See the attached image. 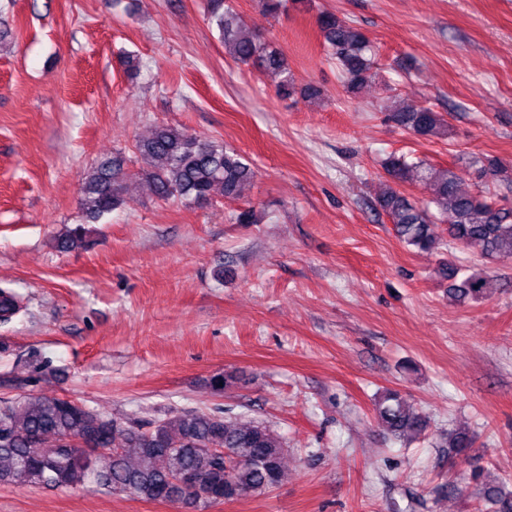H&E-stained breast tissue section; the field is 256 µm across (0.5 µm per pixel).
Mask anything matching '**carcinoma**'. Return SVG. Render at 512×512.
I'll use <instances>...</instances> for the list:
<instances>
[{
    "instance_id": "cac0c4a2",
    "label": "carcinoma",
    "mask_w": 512,
    "mask_h": 512,
    "mask_svg": "<svg viewBox=\"0 0 512 512\" xmlns=\"http://www.w3.org/2000/svg\"><path fill=\"white\" fill-rule=\"evenodd\" d=\"M210 20L225 48L235 60L275 75L278 92L290 96L295 75L284 55L260 41L240 23L230 0H209ZM316 25L326 56L354 93L375 75V52L365 34L335 14L321 11ZM389 120L422 138L447 135V123L430 108L412 106L389 109ZM136 149L153 165L142 180L156 198L184 200L203 206L216 198L235 200L255 177V170L238 151L224 144L159 125L140 139ZM391 185L377 199V207L394 224L398 239L420 252L441 249L439 225H448L455 244L475 250L482 257L512 258V208L483 194L459 190L460 176L452 169H438L422 160L409 162L390 156L384 163ZM484 185L512 184V170L497 159L477 170ZM125 173L116 157L99 159L82 176L80 209L85 223L96 224L118 209L123 201ZM418 184L429 191L425 203L411 200L400 184ZM79 224L57 242L62 251L89 246ZM461 268L442 263L438 274L448 280V294L462 302L485 295L487 278L460 276ZM20 294L0 288V323L7 324L25 311ZM375 412L394 438L420 436L426 420L408 408L400 392L388 390L375 402ZM88 440L98 449L86 448ZM448 447L461 454L472 447L465 431L448 434ZM224 449V454L213 452ZM286 443L269 425L241 423L222 411L175 410L163 419L141 426L120 423L83 403L68 398H46L25 392L0 398V485L18 482L46 487L81 485L150 501H175L174 479L185 473L199 478L194 501L186 506L208 512L212 506L264 493L284 477ZM483 497L492 512H512V492L500 482L487 484Z\"/></svg>"
}]
</instances>
